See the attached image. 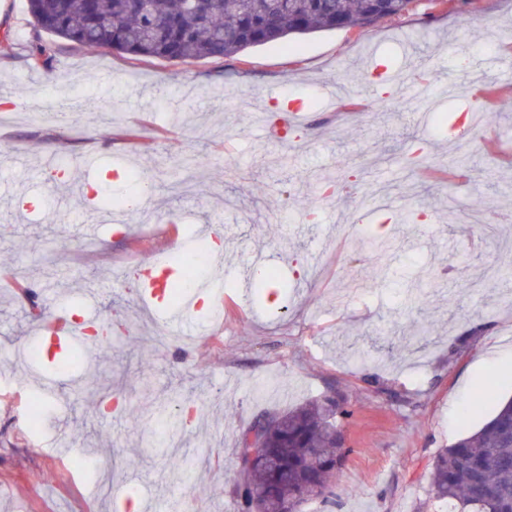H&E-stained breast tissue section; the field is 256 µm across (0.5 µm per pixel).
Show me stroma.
I'll list each match as a JSON object with an SVG mask.
<instances>
[{
    "label": "stroma",
    "instance_id": "35a3bbf8",
    "mask_svg": "<svg viewBox=\"0 0 512 512\" xmlns=\"http://www.w3.org/2000/svg\"><path fill=\"white\" fill-rule=\"evenodd\" d=\"M469 25H462V18ZM0 512H125L151 499L156 512H236L231 478L239 439L257 418L335 398L349 451L332 492L301 512H434L435 457L486 418L476 382L512 397V223L482 232L483 208L512 209V0H414L411 10L365 28L318 32L254 47L232 59L138 60L86 50L37 31L27 0H0ZM51 47L35 66L32 43ZM399 75L388 98L367 95L373 63ZM454 82L433 112L494 84L503 97L480 128L449 136L420 126L416 70ZM304 108L287 134L280 103ZM113 111L106 122L103 114ZM139 129L138 140L120 128ZM416 135L427 165L390 153ZM209 157L197 190L147 194L152 223L108 224L69 187L48 183L46 157L75 182L137 193L128 177L190 169ZM455 180L432 178L442 160ZM367 167L362 194H389L394 213L425 211L422 224L391 223L389 250L361 264L356 240L378 234L382 214L321 195L316 176ZM97 225L95 235L83 227ZM219 235L205 262L220 280V318L191 316L189 341L168 329L136 288L137 263ZM319 250L317 264L307 263ZM280 272L278 306L244 290L254 253ZM96 299L84 303V289ZM111 320V344L86 345V381L44 353L47 318ZM431 324L420 336L423 324ZM373 360L354 364L353 351ZM40 405L44 426L27 414ZM194 460L173 479L170 420ZM67 440L88 463L57 454Z\"/></svg>",
    "mask_w": 512,
    "mask_h": 512
}]
</instances>
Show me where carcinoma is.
I'll return each instance as SVG.
<instances>
[{"mask_svg": "<svg viewBox=\"0 0 512 512\" xmlns=\"http://www.w3.org/2000/svg\"><path fill=\"white\" fill-rule=\"evenodd\" d=\"M412 0H27L34 27L75 46L101 49L134 59L169 61L232 58L245 50L281 42L291 35L366 26L410 9ZM404 163H426L419 142L403 148ZM360 168L344 169L332 188L357 184ZM387 240L363 239L355 249L369 259L386 250ZM180 271L168 300L198 281L197 252L177 254ZM260 294L277 280L267 268L253 272ZM492 413L477 431L467 433L437 455L430 473L433 499L448 512H512V399L491 402ZM346 414L334 400L312 402L265 416L243 433L264 442L277 469L240 464L233 477L237 512H298L305 500L327 498L346 449L338 446V417Z\"/></svg>", "mask_w": 512, "mask_h": 512, "instance_id": "obj_1", "label": "carcinoma"}]
</instances>
